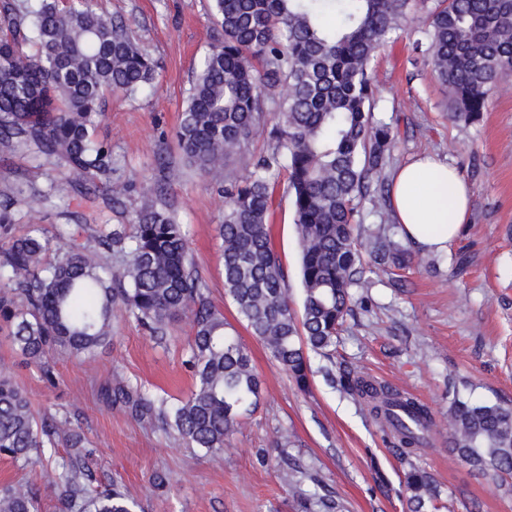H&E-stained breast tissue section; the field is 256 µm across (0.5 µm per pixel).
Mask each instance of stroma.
Segmentation results:
<instances>
[{
  "mask_svg": "<svg viewBox=\"0 0 512 512\" xmlns=\"http://www.w3.org/2000/svg\"><path fill=\"white\" fill-rule=\"evenodd\" d=\"M93 4L124 18L158 65L153 88L111 96L97 127L118 175L135 183L124 213H110V221L127 222L144 188L163 186L211 299L251 353L263 395L223 453L207 455L162 426L140 425L106 407L96 395L100 383L119 374L153 395L185 397L193 386L184 365L188 318L158 343L117 317L111 345L95 358L53 357V387L0 330V366L29 392L34 410L68 418L88 439L92 486L118 483L139 512H326L327 500L334 512H410L405 475L416 466L436 488L423 512H512V476L499 484L452 458L442 422L456 397L512 404V82L494 91L478 120L453 122L447 91L431 67L416 62L411 37L399 34L375 62L377 115L397 132L388 173L430 154L456 165L473 191L466 230L447 251L427 253L425 264L400 276L382 272L354 288L353 311L336 342L342 367L407 393L438 419L425 444L404 458L362 400L326 379L322 357L312 356L308 385L299 389L224 296L217 186L182 169L173 138L198 60L221 36L209 19V0ZM286 188V177H279L270 222L297 309L299 246ZM51 470L44 459L24 466L0 456V486L33 480L42 512H60L62 488Z\"/></svg>",
  "mask_w": 512,
  "mask_h": 512,
  "instance_id": "obj_1",
  "label": "stroma"
}]
</instances>
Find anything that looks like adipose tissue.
I'll return each instance as SVG.
<instances>
[{
  "label": "adipose tissue",
  "instance_id": "1",
  "mask_svg": "<svg viewBox=\"0 0 512 512\" xmlns=\"http://www.w3.org/2000/svg\"><path fill=\"white\" fill-rule=\"evenodd\" d=\"M399 232L422 252H444L461 234L472 206L455 165L423 156L400 167L392 183Z\"/></svg>",
  "mask_w": 512,
  "mask_h": 512
}]
</instances>
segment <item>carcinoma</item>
I'll return each instance as SVG.
<instances>
[{
    "instance_id": "1",
    "label": "carcinoma",
    "mask_w": 512,
    "mask_h": 512,
    "mask_svg": "<svg viewBox=\"0 0 512 512\" xmlns=\"http://www.w3.org/2000/svg\"><path fill=\"white\" fill-rule=\"evenodd\" d=\"M222 38L195 71L176 134L194 171L224 186V295L271 358L305 387L310 353L332 360L351 311V288L413 256L392 225L372 234L370 261L356 234L358 207L382 190L395 135L375 117L372 65L394 35L416 25V49L448 88V119L474 121L489 96L512 81V0H210ZM157 62L126 23L92 0H9L0 8V156L27 152L47 166L45 183L0 190V321L24 359L55 381L57 353L90 358L112 341L117 312L151 338L191 316V392L172 403L116 375L98 388L145 426L161 424L193 448L216 454L258 407L261 380L249 351L190 259L177 213L148 197L129 224H58L12 233L22 210L45 209L79 191L58 166L103 180L112 207L134 182L116 175L112 147L96 127L106 94L134 95L155 82ZM265 134L272 149L238 170L246 146ZM287 191L301 253V314L274 248V178ZM323 371L390 430L406 457L435 425L427 407L345 372ZM453 453L478 471L512 475V407L455 399L448 410ZM63 512H135L118 485L91 489L81 434L52 414L37 418L26 390L0 367V455L29 463L55 447ZM411 512H422L426 473L406 474ZM0 512H41L31 483L0 490Z\"/></svg>"
}]
</instances>
